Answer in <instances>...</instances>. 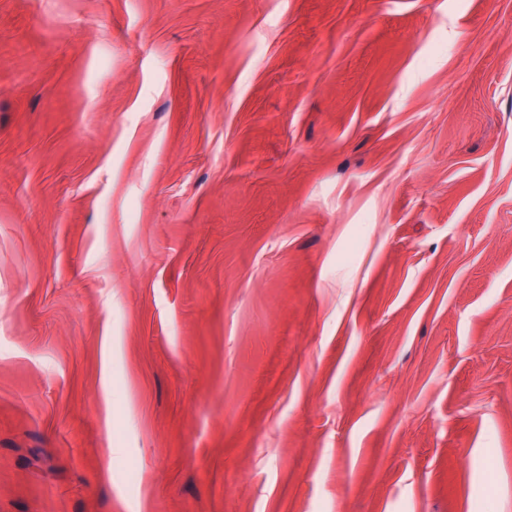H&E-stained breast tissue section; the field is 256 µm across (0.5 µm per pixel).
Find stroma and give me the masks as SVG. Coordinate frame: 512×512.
<instances>
[{
    "label": "stroma",
    "mask_w": 512,
    "mask_h": 512,
    "mask_svg": "<svg viewBox=\"0 0 512 512\" xmlns=\"http://www.w3.org/2000/svg\"><path fill=\"white\" fill-rule=\"evenodd\" d=\"M0 512H512V0H0Z\"/></svg>",
    "instance_id": "stroma-1"
}]
</instances>
